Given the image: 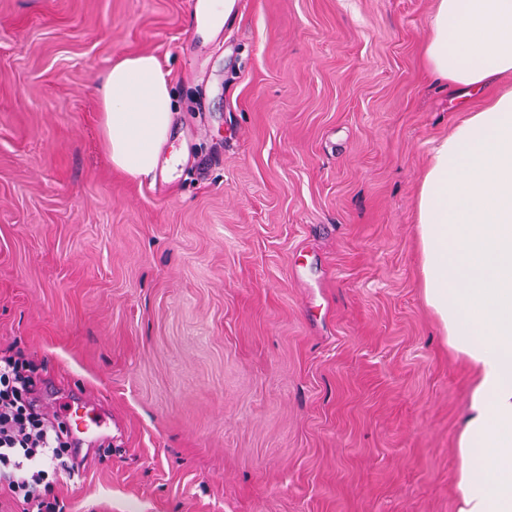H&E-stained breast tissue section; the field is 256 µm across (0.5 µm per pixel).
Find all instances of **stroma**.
Returning <instances> with one entry per match:
<instances>
[{
	"instance_id": "stroma-1",
	"label": "stroma",
	"mask_w": 512,
	"mask_h": 512,
	"mask_svg": "<svg viewBox=\"0 0 512 512\" xmlns=\"http://www.w3.org/2000/svg\"><path fill=\"white\" fill-rule=\"evenodd\" d=\"M434 0H0V354L110 416L63 512H458L472 375L419 279L417 189L463 115ZM157 57L163 182L113 169L96 87ZM216 0H189V13L193 26L205 32L224 31V22L233 14L237 1L225 0L224 9L215 8ZM224 12V15L221 16Z\"/></svg>"
}]
</instances>
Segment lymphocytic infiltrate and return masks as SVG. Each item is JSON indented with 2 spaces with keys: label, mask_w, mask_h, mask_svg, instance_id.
<instances>
[{
  "label": "lymphocytic infiltrate",
  "mask_w": 512,
  "mask_h": 512,
  "mask_svg": "<svg viewBox=\"0 0 512 512\" xmlns=\"http://www.w3.org/2000/svg\"><path fill=\"white\" fill-rule=\"evenodd\" d=\"M17 359L0 357V484L11 497L40 512L38 488L67 468L68 443L54 418L26 397Z\"/></svg>",
  "instance_id": "lymphocytic-infiltrate-1"
}]
</instances>
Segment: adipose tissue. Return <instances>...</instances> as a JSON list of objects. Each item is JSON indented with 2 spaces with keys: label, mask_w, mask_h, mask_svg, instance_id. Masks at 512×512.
Here are the masks:
<instances>
[{
  "label": "adipose tissue",
  "mask_w": 512,
  "mask_h": 512,
  "mask_svg": "<svg viewBox=\"0 0 512 512\" xmlns=\"http://www.w3.org/2000/svg\"><path fill=\"white\" fill-rule=\"evenodd\" d=\"M429 72L465 118L431 151L417 197L424 300L449 350L475 371L458 438V512H512V0H436L424 45ZM102 144L115 170L155 172L173 124L158 59L134 54L96 87Z\"/></svg>",
  "instance_id": "obj_1"
}]
</instances>
